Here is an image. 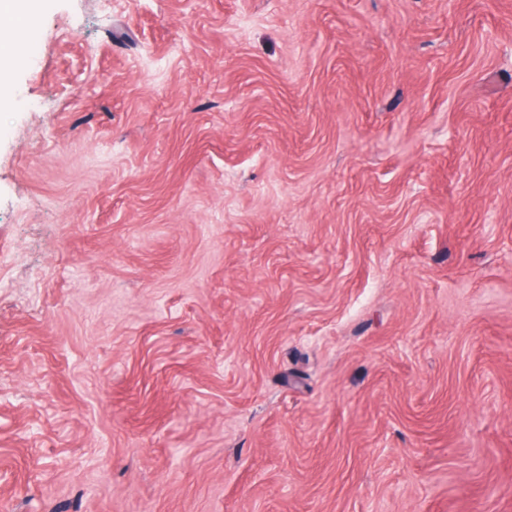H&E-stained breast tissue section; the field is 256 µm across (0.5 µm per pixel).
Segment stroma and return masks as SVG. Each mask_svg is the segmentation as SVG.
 <instances>
[{"mask_svg":"<svg viewBox=\"0 0 512 512\" xmlns=\"http://www.w3.org/2000/svg\"><path fill=\"white\" fill-rule=\"evenodd\" d=\"M0 70V512H512V0H37Z\"/></svg>","mask_w":512,"mask_h":512,"instance_id":"1","label":"stroma"}]
</instances>
